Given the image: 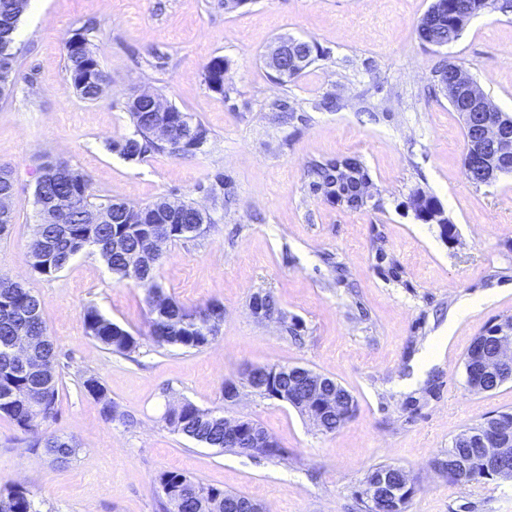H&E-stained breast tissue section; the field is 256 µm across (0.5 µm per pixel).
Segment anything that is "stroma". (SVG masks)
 Segmentation results:
<instances>
[{"mask_svg":"<svg viewBox=\"0 0 512 512\" xmlns=\"http://www.w3.org/2000/svg\"><path fill=\"white\" fill-rule=\"evenodd\" d=\"M433 0H41L15 41L18 86L0 101V166L11 169L14 222L0 236V274L41 302L57 348L58 413L46 433L76 439L65 467L0 416V486L18 484L41 512H159L156 478L178 471L242 494L264 512H359L371 468L390 464L415 479L408 512H512V481L449 482L434 466L462 429L512 411V382L471 391L464 358L492 322L512 316V174L474 185L463 174V120L436 68L462 66L499 110L512 114V7L491 0L459 38L422 43L417 21ZM107 76L101 98L81 99L65 71V44L83 26ZM283 36L315 43V62L279 82L265 60ZM221 56L223 93L205 81ZM161 95L209 130L187 156L130 161L107 143L131 134V94ZM335 109H325L326 101ZM287 102L293 117L279 109ZM354 157L373 198L349 210L307 186L312 161ZM48 160L91 179L95 202L194 203L207 231L164 245L157 281L195 308L216 301L224 320L194 350L156 345L143 290L117 280L92 249L53 276L27 258L39 222L34 190ZM231 196L215 189L216 175ZM435 196L457 228L416 219L415 191ZM272 293L285 323L255 318L252 295ZM96 308L139 341L121 355L89 337L81 312ZM251 365L303 366L353 397L351 417L320 432L288 404L243 380ZM134 416L107 419L82 383ZM237 380L240 397L224 399ZM190 401L259 423L285 448L256 459L171 432L169 405Z\"/></svg>","mask_w":512,"mask_h":512,"instance_id":"1","label":"stroma"}]
</instances>
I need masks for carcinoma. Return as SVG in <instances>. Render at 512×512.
Instances as JSON below:
<instances>
[{
  "label": "carcinoma",
  "instance_id": "cac0c4a2",
  "mask_svg": "<svg viewBox=\"0 0 512 512\" xmlns=\"http://www.w3.org/2000/svg\"><path fill=\"white\" fill-rule=\"evenodd\" d=\"M29 0H0V43L14 40L19 20L27 9ZM460 4H468L478 13L488 6V0H433L429 10L418 20L416 30L420 40L439 36L450 41L458 39L469 17L462 14ZM93 29L83 28L79 32L80 45L73 49L66 44L65 69L72 84L86 101H96L100 97L99 88L107 82L97 56L90 49ZM306 62L288 69L285 79L298 76L318 57L319 49L313 42H304ZM210 89L223 95L224 58L211 59L205 74ZM149 102L139 106L126 105L133 132L109 143V149L128 160H138L151 152H168L184 156L197 151V146L209 138V130L200 122L183 131L180 119L183 115L171 105L168 116L174 123L176 135L166 142L155 140L150 131L151 113L147 112ZM354 178L343 181L336 161H313L307 169L308 188L313 194H321L338 206L357 210L363 207L356 188L357 182L368 176L360 161H355ZM58 175L43 187L35 188L37 211L52 209L53 200L61 196L79 192L77 206L63 217L51 223L36 225L35 235L43 249V260L31 264L34 272L51 276L66 267L67 257L73 251L86 247L96 248L105 260L109 270L121 280H131L145 293L150 305V332L154 343L159 346L175 345L186 349H199L213 342L215 336L207 321V311L216 306L212 302L203 308L188 309L169 297L164 298L160 307L153 306V297L162 293L155 276L157 262L151 256L145 243L148 225L127 224L120 220L109 224H89L86 216L90 213L120 212L131 214L148 212L159 223H170V240L195 238L211 223L208 218L199 219L183 204V216L176 219L169 213L171 202L160 199L145 207H136L122 201L109 200L95 204L91 201V182L88 175L72 168L64 162L52 164ZM415 216L426 221V215H442V224L447 237H457L456 226L444 216L438 199L422 191L411 197ZM31 310L34 315L26 328L38 355L48 363L56 361V350L42 315L39 299L29 290L19 285L13 286L11 279L0 275V416L10 418L18 428L30 435V447L42 448L60 466H65L79 451L78 444L71 438L47 434L39 431L40 422L30 419L26 395L35 391L39 394L42 413L50 420L57 413L58 388L53 373H39L18 365L9 354V348L16 339L15 317L22 311ZM82 321L88 336L100 342L108 350L128 355L139 345L138 340L128 331L105 318L97 309L88 307L82 312ZM171 431L191 438L212 448L224 447V414L219 410L202 409L192 402L180 403L178 409L164 417ZM472 431L467 427L457 433L448 446V460H438L435 465L445 469L448 461L458 462L459 473L448 477L453 482L470 481L477 478L489 480L496 476L484 469V449L465 445L461 437ZM172 488L176 493L160 491ZM155 494L161 512H236L242 495L195 481L182 473L167 471L157 478ZM0 512H40L39 506L30 493L18 486L0 488Z\"/></svg>",
  "mask_w": 512,
  "mask_h": 512
}]
</instances>
